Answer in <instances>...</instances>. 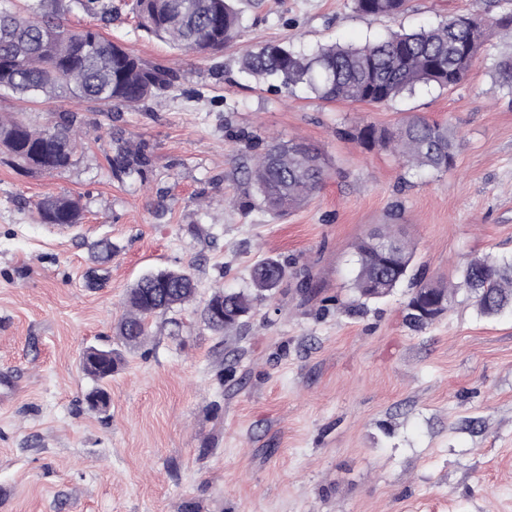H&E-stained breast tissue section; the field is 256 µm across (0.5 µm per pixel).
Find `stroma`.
I'll return each instance as SVG.
<instances>
[{
    "instance_id": "obj_1",
    "label": "stroma",
    "mask_w": 512,
    "mask_h": 512,
    "mask_svg": "<svg viewBox=\"0 0 512 512\" xmlns=\"http://www.w3.org/2000/svg\"><path fill=\"white\" fill-rule=\"evenodd\" d=\"M132 2L112 0L107 35L176 71L175 88L119 112L77 105L81 147L63 172L0 154V512H512V315L480 316L459 288L467 260L512 255V95L495 82L512 43L490 33L465 82L379 107L276 91L238 63L244 48L359 45L485 0H408L395 21L351 0H238L240 43L211 55L148 36ZM59 109L0 94V113L34 129ZM415 115L453 130L452 170L408 174L347 134ZM239 130L316 143L329 178L273 218L240 188ZM126 145L145 147L144 176L113 175ZM51 195L76 199L80 223H42L35 204ZM395 210L416 276L459 288L422 329L404 320L406 284L346 309L355 247ZM267 257L310 267L320 300L300 304L291 277L243 326L211 332L204 303L250 288ZM169 269L194 275L195 302L126 348L128 290ZM92 345L122 354L104 411L85 401Z\"/></svg>"
}]
</instances>
